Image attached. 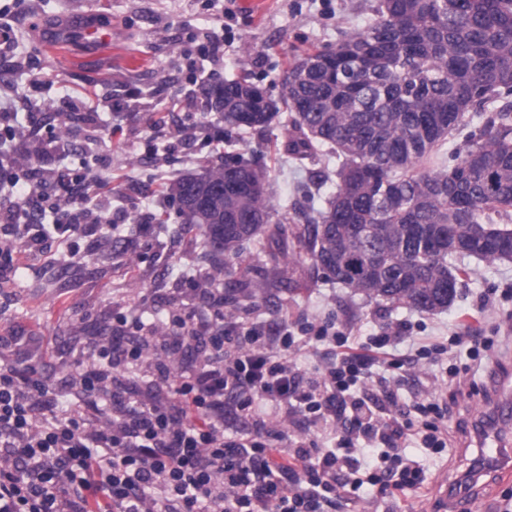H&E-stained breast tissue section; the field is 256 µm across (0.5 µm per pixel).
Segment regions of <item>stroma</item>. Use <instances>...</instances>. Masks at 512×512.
I'll list each match as a JSON object with an SVG mask.
<instances>
[{
	"label": "stroma",
	"mask_w": 512,
	"mask_h": 512,
	"mask_svg": "<svg viewBox=\"0 0 512 512\" xmlns=\"http://www.w3.org/2000/svg\"><path fill=\"white\" fill-rule=\"evenodd\" d=\"M378 0H0V167L11 168L32 135L49 140L48 154L33 158L28 183L42 211L33 234L13 243L12 269L0 275V364L26 369L38 361L53 382L77 375L80 335L86 326L111 329L119 317L152 325L172 313H199L207 303L195 288L199 248L188 245L177 217L155 222L166 200L157 191L200 171L227 152L267 169L279 217L304 223L336 190V166L327 157L297 160L286 150L288 121L265 132L239 134L221 113L207 110L199 87L249 74L271 96L296 50L332 45L347 31L373 23ZM105 32L92 42L80 27ZM72 114L69 134L50 141L53 124ZM165 124H158V117ZM93 171L107 187L85 204L86 220L111 217L113 237L134 248L136 263L90 262L93 238L68 247L53 226L65 171ZM470 270L445 310L425 314L406 304L379 306L306 268L298 290L268 292L226 317L235 335L251 324L282 320L333 321L359 341L386 324L406 323L404 355L447 342L459 328L495 343L490 361L478 363L455 349L436 365L421 359L411 376L394 378L399 405L434 390L447 400L448 446L438 455L408 444L405 453L424 468V482L395 498L363 487L340 512H437L435 481H455L469 470L476 442L472 427L487 410L494 383L512 381V262L466 258ZM29 337L26 348L11 344Z\"/></svg>",
	"instance_id": "1"
}]
</instances>
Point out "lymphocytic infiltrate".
<instances>
[{
    "instance_id": "f902f5d3",
    "label": "lymphocytic infiltrate",
    "mask_w": 512,
    "mask_h": 512,
    "mask_svg": "<svg viewBox=\"0 0 512 512\" xmlns=\"http://www.w3.org/2000/svg\"><path fill=\"white\" fill-rule=\"evenodd\" d=\"M172 326L165 351L192 365L156 364L145 394L112 390L113 371L141 365L134 335L111 337L100 369L76 382L0 368V512H335L339 494L365 482L389 496L423 483L419 462L399 452L410 439L435 454L448 445L437 395L404 409L387 390L385 370L411 367L391 351L402 325L361 343L325 326L298 339L256 323L244 346L209 319ZM312 342L331 358L308 373L291 353ZM297 416L315 439L286 442L277 422ZM360 444L382 463L363 479Z\"/></svg>"
}]
</instances>
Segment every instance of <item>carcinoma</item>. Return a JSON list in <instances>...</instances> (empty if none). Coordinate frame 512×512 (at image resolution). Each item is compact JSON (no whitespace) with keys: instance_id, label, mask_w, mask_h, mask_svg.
Segmentation results:
<instances>
[{"instance_id":"obj_1","label":"carcinoma","mask_w":512,"mask_h":512,"mask_svg":"<svg viewBox=\"0 0 512 512\" xmlns=\"http://www.w3.org/2000/svg\"><path fill=\"white\" fill-rule=\"evenodd\" d=\"M377 19L332 47L295 56L279 98L252 97L245 77L224 94H202L230 128L265 130L290 112L288 153L298 160L327 148L336 192L326 207L286 233L268 197L269 174L235 155L184 175L165 197L198 233L200 277L228 287L224 304L298 281L306 262L377 304L434 313L454 301L468 276L457 257L512 261V0H379ZM487 112L457 161L422 162ZM288 238L259 280H237L245 242Z\"/></svg>"}]
</instances>
